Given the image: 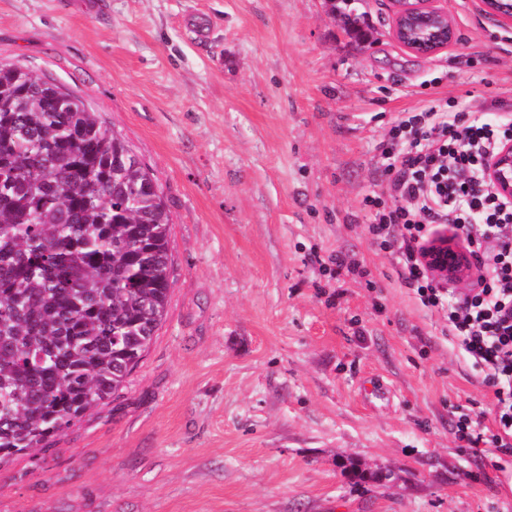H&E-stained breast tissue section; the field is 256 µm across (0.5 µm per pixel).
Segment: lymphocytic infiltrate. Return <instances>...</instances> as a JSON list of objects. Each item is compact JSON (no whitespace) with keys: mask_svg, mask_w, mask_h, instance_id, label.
Here are the masks:
<instances>
[{"mask_svg":"<svg viewBox=\"0 0 512 512\" xmlns=\"http://www.w3.org/2000/svg\"><path fill=\"white\" fill-rule=\"evenodd\" d=\"M488 106L451 112L431 99L398 113L379 157L389 179L366 196L374 213L365 231L395 260L402 284L420 304L441 312V335L467 359L478 386L491 392L492 426L481 411L460 414L458 437L469 447H512V202L485 181L488 157L512 140V119L495 121ZM440 224L458 227L482 275L477 287L454 297L432 280L419 246Z\"/></svg>","mask_w":512,"mask_h":512,"instance_id":"obj_1","label":"lymphocytic infiltrate"}]
</instances>
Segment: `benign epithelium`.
I'll use <instances>...</instances> for the list:
<instances>
[{"mask_svg": "<svg viewBox=\"0 0 512 512\" xmlns=\"http://www.w3.org/2000/svg\"><path fill=\"white\" fill-rule=\"evenodd\" d=\"M503 0H476L479 11L501 27L512 25V7ZM390 38L406 51L431 56L458 38L448 0H389ZM485 180L501 198L512 202V141L503 143L486 162ZM420 259L438 281L472 287L477 280L473 257L456 230L446 224L422 243Z\"/></svg>", "mask_w": 512, "mask_h": 512, "instance_id": "benign-epithelium-1", "label": "benign epithelium"}]
</instances>
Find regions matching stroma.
<instances>
[{
  "instance_id": "35a3bbf8",
  "label": "stroma",
  "mask_w": 512,
  "mask_h": 512,
  "mask_svg": "<svg viewBox=\"0 0 512 512\" xmlns=\"http://www.w3.org/2000/svg\"><path fill=\"white\" fill-rule=\"evenodd\" d=\"M459 42L388 35L385 0H0V62L80 96L158 179L164 320L125 388L0 466V512H512V449L436 313L363 231L396 113H512V28L449 0ZM366 267L337 285L307 261Z\"/></svg>"
}]
</instances>
